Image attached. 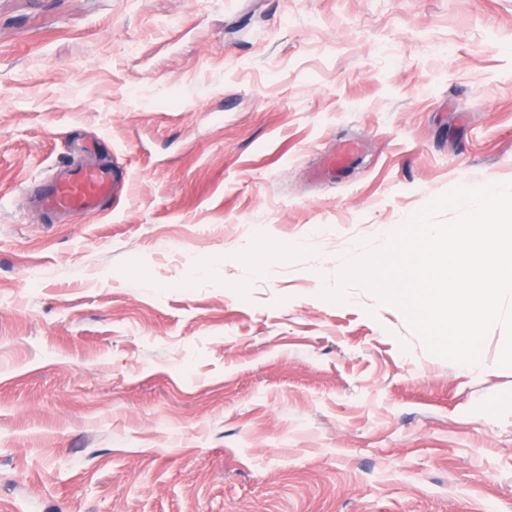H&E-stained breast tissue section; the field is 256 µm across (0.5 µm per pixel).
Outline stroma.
<instances>
[{"instance_id": "obj_1", "label": "stroma", "mask_w": 512, "mask_h": 512, "mask_svg": "<svg viewBox=\"0 0 512 512\" xmlns=\"http://www.w3.org/2000/svg\"><path fill=\"white\" fill-rule=\"evenodd\" d=\"M90 144L127 194L33 215ZM507 181L512 0H0V512H512L501 329L322 296ZM355 154V147L345 144L334 151L327 159L325 165L316 172L315 177L335 180L336 175L342 172L350 163Z\"/></svg>"}]
</instances>
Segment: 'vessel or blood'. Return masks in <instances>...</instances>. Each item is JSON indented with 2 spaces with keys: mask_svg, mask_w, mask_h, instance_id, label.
I'll return each mask as SVG.
<instances>
[{
  "mask_svg": "<svg viewBox=\"0 0 512 512\" xmlns=\"http://www.w3.org/2000/svg\"><path fill=\"white\" fill-rule=\"evenodd\" d=\"M355 148L346 144L334 151L317 171L320 179H335L350 163ZM125 183L123 175L112 167L93 160L69 166L62 174L46 179L33 197L35 212L49 214H95Z\"/></svg>",
  "mask_w": 512,
  "mask_h": 512,
  "instance_id": "vessel-or-blood-1",
  "label": "vessel or blood"
}]
</instances>
